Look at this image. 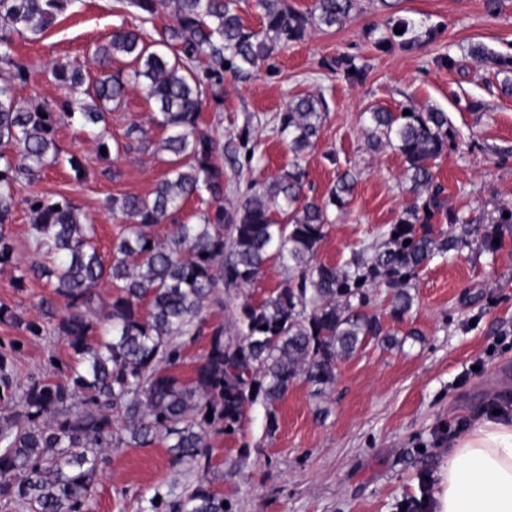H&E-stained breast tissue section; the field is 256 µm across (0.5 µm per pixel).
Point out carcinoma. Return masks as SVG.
<instances>
[{
    "instance_id": "obj_1",
    "label": "carcinoma",
    "mask_w": 512,
    "mask_h": 512,
    "mask_svg": "<svg viewBox=\"0 0 512 512\" xmlns=\"http://www.w3.org/2000/svg\"><path fill=\"white\" fill-rule=\"evenodd\" d=\"M75 2L0 0V225L17 187L60 161L54 131L63 117L98 129L100 148L163 151L169 159L150 194L107 200L112 214L128 221L108 265L99 255L95 226L70 199H27L35 215L31 241L53 262L27 266L17 284L28 273L46 279L53 294L67 301V312L59 313L47 297L42 320L9 319L31 339L52 331L69 348L71 363L52 359L56 374L20 382L12 356L19 347L0 350V501L21 512H83L109 448L161 440L174 461L207 470L211 435L235 433L246 406L263 403L268 430H274L276 406L295 382L326 390L336 382L339 361L387 335L367 311L374 289L387 288L393 315L404 316L412 309L410 289L419 271L434 257L469 246L474 234L436 183L434 165L448 152L450 124L435 108L408 115L369 109L368 141L401 153V181L413 201L384 228L380 245L352 252L340 266L318 261L317 253L331 212L351 202L357 173L346 167L326 194H310L306 154L322 131L324 97L296 96L276 114L273 131L288 140L292 154L288 168L236 186L237 201L224 205V166L238 174L250 169L258 140L248 125L224 143L200 129L204 104L219 101L224 75L250 78L309 28L343 25L359 0H313L305 11L288 0H254L258 31L243 26L240 0H116V9L143 24L168 2L174 22L153 41L138 28H115L93 55L102 68L118 57L125 67L92 81L69 59L54 62L50 73L65 93L60 111L47 104L33 111L20 106L16 86L27 82L29 70L15 54L16 39L41 35ZM399 28L403 33H395ZM421 38L413 22L392 13L375 47L382 53L412 49ZM495 63L506 73L501 92L512 95V56ZM326 68L351 84L368 75L366 65L349 56ZM134 87L152 112L147 123H131L125 141L111 147L106 105L120 106ZM150 127L165 137L153 141ZM192 199L199 205L198 222H176ZM438 214L460 232L449 236L435 228ZM160 224L173 225L162 241L154 234ZM491 224L479 243L487 253L497 249L499 228L512 227V206L497 208ZM270 263L288 270V280L255 303L248 290ZM226 289L242 296L238 335L225 336L222 326L210 329L194 376L183 380L173 370L185 346L203 332L206 306L220 302ZM223 503L199 485L175 503L151 497L149 512H226Z\"/></svg>"
}]
</instances>
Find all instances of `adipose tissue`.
<instances>
[{
	"mask_svg": "<svg viewBox=\"0 0 512 512\" xmlns=\"http://www.w3.org/2000/svg\"><path fill=\"white\" fill-rule=\"evenodd\" d=\"M435 512H512V423L462 434L433 493Z\"/></svg>",
	"mask_w": 512,
	"mask_h": 512,
	"instance_id": "ef3b65f1",
	"label": "adipose tissue"
}]
</instances>
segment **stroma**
I'll return each mask as SVG.
<instances>
[{
    "mask_svg": "<svg viewBox=\"0 0 512 512\" xmlns=\"http://www.w3.org/2000/svg\"><path fill=\"white\" fill-rule=\"evenodd\" d=\"M112 3L79 0L41 37L18 41L31 68L16 91L25 106L61 103L64 92L47 70L54 59L70 57L98 77L92 52L122 21ZM399 8L433 37L411 49L377 51L370 29L383 25L389 12L380 0H360L358 13L343 26L310 29L278 52L273 72L259 71L247 81L225 77L221 103L204 106L199 118L202 129L225 139L251 121L260 143L253 168L226 171L224 179L229 185L261 181L292 159L287 142L272 130L273 115L296 95L324 96L326 120L307 157L313 190L325 193L338 168L359 172L350 204L328 226L317 254L329 265L380 244L381 229L411 200L400 182L401 154L367 143L369 108L447 112L456 144L435 171L449 207L477 230L500 205L512 204V97L501 92L496 65L467 54L470 44L480 43L497 56L512 55V0L495 18L485 14L481 0H401ZM343 55L367 65L366 82L349 84L325 68V61ZM442 55L454 57L455 67L437 66ZM56 141L63 152L83 158L86 179L76 182L65 165L47 167L35 185L18 190L10 220L0 226L15 246L14 265L0 269V307L27 320L40 319L39 303L50 294L42 279L14 283L34 258L30 193L68 196L94 224L98 251L108 261L125 222L105 211L104 201L148 195L166 170L148 153L100 158L94 137L75 123L60 122ZM411 293L412 312L396 320L386 289H375L372 312L392 342L372 340L339 362L336 383L324 393L296 382L276 408V430H268L262 404L248 406L234 434L211 437L207 470L173 463L162 441L113 449L85 512H139L154 494L178 500L201 484L223 496L229 512H404L405 503L429 496L464 431L498 413L512 417V228H503L494 253L475 247L434 259ZM14 342L22 380L48 372L49 359L70 360L55 336L32 340L0 321V344Z\"/></svg>",
    "mask_w": 512,
    "mask_h": 512,
    "instance_id": "obj_1",
    "label": "stroma"
}]
</instances>
